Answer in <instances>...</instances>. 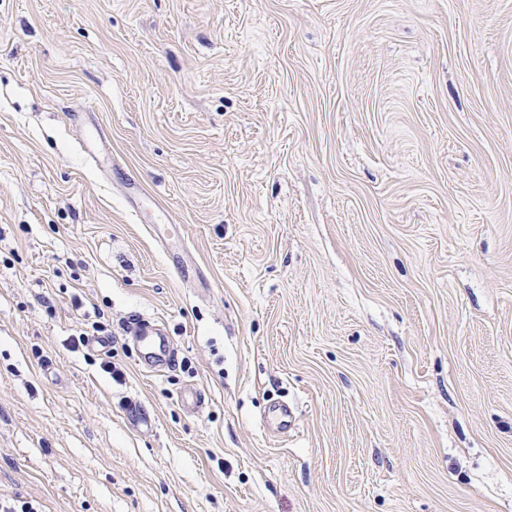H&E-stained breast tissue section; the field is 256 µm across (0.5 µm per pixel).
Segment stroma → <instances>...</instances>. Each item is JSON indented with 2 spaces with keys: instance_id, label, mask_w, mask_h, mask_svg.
<instances>
[{
  "instance_id": "obj_1",
  "label": "stroma",
  "mask_w": 512,
  "mask_h": 512,
  "mask_svg": "<svg viewBox=\"0 0 512 512\" xmlns=\"http://www.w3.org/2000/svg\"><path fill=\"white\" fill-rule=\"evenodd\" d=\"M1 498L512 512V0H0ZM128 334L135 337L138 346L152 350L149 367L159 371L162 366L171 361L172 349L169 336L162 329L157 328L154 322L144 318L134 319L127 327Z\"/></svg>"
}]
</instances>
